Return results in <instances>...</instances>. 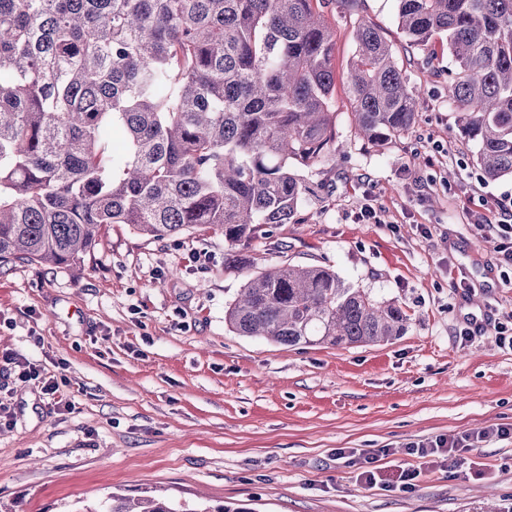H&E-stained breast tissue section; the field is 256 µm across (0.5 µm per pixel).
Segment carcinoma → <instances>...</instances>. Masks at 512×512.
<instances>
[{
  "label": "carcinoma",
  "instance_id": "obj_1",
  "mask_svg": "<svg viewBox=\"0 0 512 512\" xmlns=\"http://www.w3.org/2000/svg\"><path fill=\"white\" fill-rule=\"evenodd\" d=\"M323 0H0V268L72 269L112 224L230 248L289 224L306 172L336 162L335 40ZM412 46L446 38L445 88L489 179L512 176V0H396ZM346 73L353 124L382 146L416 90L361 20ZM403 303L322 266L251 275L224 312L241 336L356 346L404 334ZM75 512H224L113 495Z\"/></svg>",
  "mask_w": 512,
  "mask_h": 512
}]
</instances>
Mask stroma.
<instances>
[{
	"label": "stroma",
	"instance_id": "35a3bbf8",
	"mask_svg": "<svg viewBox=\"0 0 512 512\" xmlns=\"http://www.w3.org/2000/svg\"><path fill=\"white\" fill-rule=\"evenodd\" d=\"M395 0H355L323 13L346 70L353 26H380L416 87V118L384 146L361 140L344 87L332 109L342 154L309 171L313 194L292 223L268 226L228 266L223 237L152 241L115 224L78 270H0V512H74L77 502L159 492L226 512H512V438L472 448L454 475L422 467L408 491L368 487L340 448L391 449L387 472L418 464L407 443L512 425V261L473 224L485 198L512 195L486 178L444 95L445 41L408 48ZM204 254L192 265L188 253ZM331 268L379 299L408 329L364 346L289 347L238 336L224 308L250 271ZM482 310L469 343L458 332ZM15 352L57 380L56 411L34 381L2 361Z\"/></svg>",
	"mask_w": 512,
	"mask_h": 512
}]
</instances>
